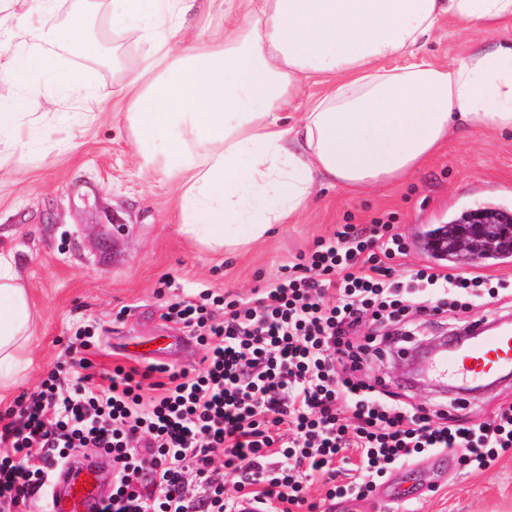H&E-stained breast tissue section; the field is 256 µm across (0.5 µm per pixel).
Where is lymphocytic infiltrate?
Segmentation results:
<instances>
[{
	"mask_svg": "<svg viewBox=\"0 0 512 512\" xmlns=\"http://www.w3.org/2000/svg\"><path fill=\"white\" fill-rule=\"evenodd\" d=\"M407 243L396 225H343L317 239L275 282L244 303L203 290L167 301L164 316L196 336L198 369L113 367L93 373L91 328L67 348L82 371L67 383L51 371L16 398L0 424V512H31L56 471L84 448L111 454L112 492L98 512H235L224 474L269 512H314L304 484L320 477L327 497L358 500L389 470L422 456L484 469L512 449V403L478 427L392 398L365 382L374 337L360 324L408 328L413 314L468 308L480 292L511 286L423 265L399 273ZM429 305L415 301L417 289ZM359 451L357 475L335 484V462Z\"/></svg>",
	"mask_w": 512,
	"mask_h": 512,
	"instance_id": "f902f5d3",
	"label": "lymphocytic infiltrate"
}]
</instances>
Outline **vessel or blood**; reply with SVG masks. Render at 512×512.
<instances>
[{
  "mask_svg": "<svg viewBox=\"0 0 512 512\" xmlns=\"http://www.w3.org/2000/svg\"><path fill=\"white\" fill-rule=\"evenodd\" d=\"M434 371L456 388L496 385L512 378V327L479 324L465 344H452L439 352ZM98 463L79 457L58 471L53 485V512H96L101 497L97 484Z\"/></svg>",
  "mask_w": 512,
  "mask_h": 512,
  "instance_id": "vessel-or-blood-1",
  "label": "vessel or blood"
}]
</instances>
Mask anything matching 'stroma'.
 <instances>
[{
	"mask_svg": "<svg viewBox=\"0 0 512 512\" xmlns=\"http://www.w3.org/2000/svg\"><path fill=\"white\" fill-rule=\"evenodd\" d=\"M82 4L98 24L97 37L117 62L102 67L71 48L30 37L21 27L14 39L35 58H53L54 70L89 83L100 102L84 111L77 99L62 100L48 78L35 93L34 113L9 137L29 146L22 169L0 168V249L13 251L34 314V333L24 352L25 369L0 394V413L24 393L37 391L81 326L97 327L94 363L145 367L157 361L174 369L198 366L201 346L154 354V339L182 329L163 318L174 295L209 290L250 300L254 289L280 277L315 239L332 237L344 224H396L409 244L404 268L431 264L422 234L467 209L493 206L512 211V133L462 134L426 166L392 186L360 194L340 187L317 189L292 223L274 227L249 250L215 253L184 236L177 193L161 169L141 168L133 134L112 106L125 92L126 69L140 64L144 45L137 35L113 32L111 0H57L53 25ZM512 39V27L495 32L462 31L445 25L427 53L436 61L459 58L471 45ZM512 319V299L486 295L466 310H449L441 327L416 328L415 340L451 333L476 319ZM394 354L370 361L367 382L405 396L415 405L437 403L434 387L401 381ZM453 423L468 427L492 418L512 403V381L482 390L466 401L447 395ZM406 489L409 499L397 498ZM356 512H512V452L484 470L428 457L396 466L383 485L357 501Z\"/></svg>",
	"mask_w": 512,
	"mask_h": 512,
	"instance_id": "35a3bbf8",
	"label": "stroma"
}]
</instances>
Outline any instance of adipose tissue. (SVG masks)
Segmentation results:
<instances>
[{
	"mask_svg": "<svg viewBox=\"0 0 512 512\" xmlns=\"http://www.w3.org/2000/svg\"><path fill=\"white\" fill-rule=\"evenodd\" d=\"M214 0H112V29L146 49L117 104L144 166L177 191L180 230L245 247L296 219L318 186L379 188L418 169L459 131L512 132V40L439 64L443 24L494 31L512 0H224V36L191 31ZM0 0V76L40 65L14 44ZM87 18L37 37L95 58ZM410 55L411 64L384 67ZM315 94L305 95L306 86ZM34 319L13 253L0 251V388L22 370Z\"/></svg>",
	"mask_w": 512,
	"mask_h": 512,
	"instance_id": "1",
	"label": "adipose tissue"
}]
</instances>
